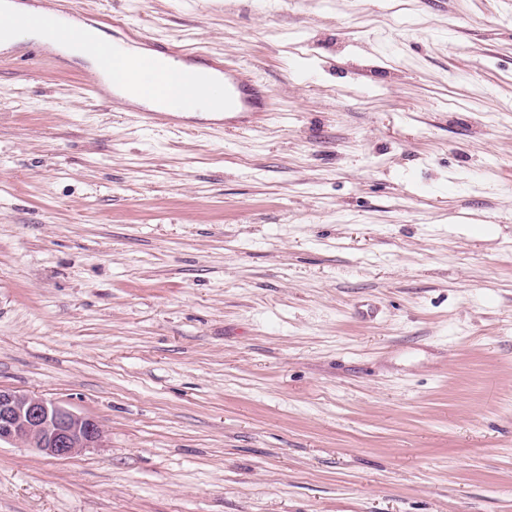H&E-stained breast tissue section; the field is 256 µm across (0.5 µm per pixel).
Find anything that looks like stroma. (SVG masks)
Instances as JSON below:
<instances>
[{"label":"stroma","mask_w":512,"mask_h":512,"mask_svg":"<svg viewBox=\"0 0 512 512\" xmlns=\"http://www.w3.org/2000/svg\"><path fill=\"white\" fill-rule=\"evenodd\" d=\"M244 63L265 128L0 64V512H512V0H81ZM103 430L43 395L0 386V446L19 444L64 460L88 448L102 447Z\"/></svg>","instance_id":"35a3bbf8"}]
</instances>
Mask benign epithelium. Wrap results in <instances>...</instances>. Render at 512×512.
<instances>
[{"label":"benign epithelium","mask_w":512,"mask_h":512,"mask_svg":"<svg viewBox=\"0 0 512 512\" xmlns=\"http://www.w3.org/2000/svg\"><path fill=\"white\" fill-rule=\"evenodd\" d=\"M19 444L64 460L100 448L103 430L92 418L40 394L0 386V444Z\"/></svg>","instance_id":"benign-epithelium-1"}]
</instances>
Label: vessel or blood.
I'll return each mask as SVG.
<instances>
[{"instance_id": "b4317fda", "label": "vessel or blood", "mask_w": 512, "mask_h": 512, "mask_svg": "<svg viewBox=\"0 0 512 512\" xmlns=\"http://www.w3.org/2000/svg\"><path fill=\"white\" fill-rule=\"evenodd\" d=\"M82 9L77 0H67L65 6H57L55 0H36L30 14L33 22L41 24L47 32H54L60 16L75 17ZM112 27L118 31L115 44H139L157 55L150 73H143L137 60L127 62V75L122 91L111 90L105 74L92 78L97 94L108 95L113 111H131L136 122L147 128L191 129L210 133L224 129L250 130L262 127L271 118L266 85L258 82L242 65H228L213 54L201 55L172 42L159 43L144 35L138 28L121 19H113ZM180 76L201 89L217 87L224 92V109L220 112H187L164 98L162 88L172 76ZM150 79L151 94L145 95L137 105H130L127 94L136 90L143 79Z\"/></svg>"}]
</instances>
